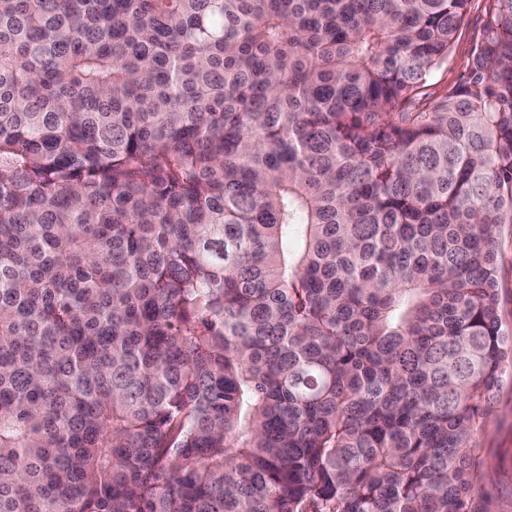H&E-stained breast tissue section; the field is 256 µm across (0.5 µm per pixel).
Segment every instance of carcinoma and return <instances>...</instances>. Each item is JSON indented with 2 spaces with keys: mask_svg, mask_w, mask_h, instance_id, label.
<instances>
[{
  "mask_svg": "<svg viewBox=\"0 0 512 512\" xmlns=\"http://www.w3.org/2000/svg\"><path fill=\"white\" fill-rule=\"evenodd\" d=\"M0 0V512H480L512 366V0ZM471 12L465 16L456 34L454 46L448 57V64L440 70L432 85L424 91L431 97L447 85L453 84L467 68L470 54L477 44L481 33V5L484 3L475 1ZM504 256L500 272L499 307L503 323L512 325V244L507 231H504Z\"/></svg>",
  "mask_w": 512,
  "mask_h": 512,
  "instance_id": "carcinoma-1",
  "label": "carcinoma"
}]
</instances>
